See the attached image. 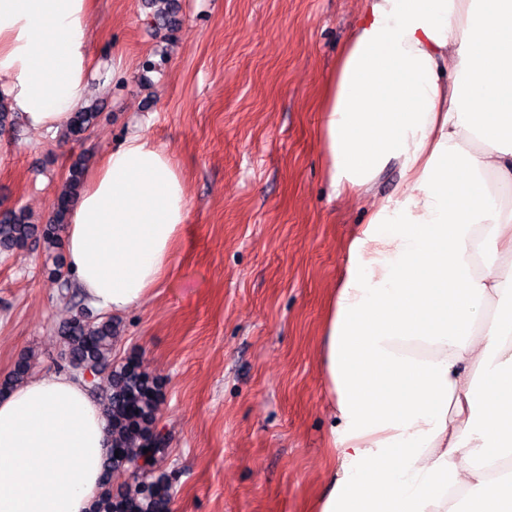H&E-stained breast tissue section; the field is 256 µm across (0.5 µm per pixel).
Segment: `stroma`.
I'll return each mask as SVG.
<instances>
[{
	"mask_svg": "<svg viewBox=\"0 0 512 512\" xmlns=\"http://www.w3.org/2000/svg\"><path fill=\"white\" fill-rule=\"evenodd\" d=\"M158 29L144 0H93L99 117L77 142L24 126L0 138V210L50 217L72 158L100 161L134 127L172 150L188 219L148 300L120 315L114 355L164 383L160 462L172 512H310L329 466L319 344L348 239L378 198L332 195L316 112L360 0H178ZM122 61L113 73L112 58ZM156 63L143 68L144 60ZM30 247L0 256V378L36 353L65 371L62 295Z\"/></svg>",
	"mask_w": 512,
	"mask_h": 512,
	"instance_id": "35a3bbf8",
	"label": "stroma"
}]
</instances>
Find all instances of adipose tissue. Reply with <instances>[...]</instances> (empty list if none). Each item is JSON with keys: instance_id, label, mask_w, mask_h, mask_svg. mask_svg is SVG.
Segmentation results:
<instances>
[{"instance_id": "adipose-tissue-1", "label": "adipose tissue", "mask_w": 512, "mask_h": 512, "mask_svg": "<svg viewBox=\"0 0 512 512\" xmlns=\"http://www.w3.org/2000/svg\"><path fill=\"white\" fill-rule=\"evenodd\" d=\"M91 0H0V97L55 132L91 82ZM332 193L400 183L352 238L322 332L334 458L316 512H512V0H362L318 105ZM188 215L171 151L128 135L62 229L96 308L141 305ZM112 446L64 373L0 397V512H89Z\"/></svg>"}]
</instances>
